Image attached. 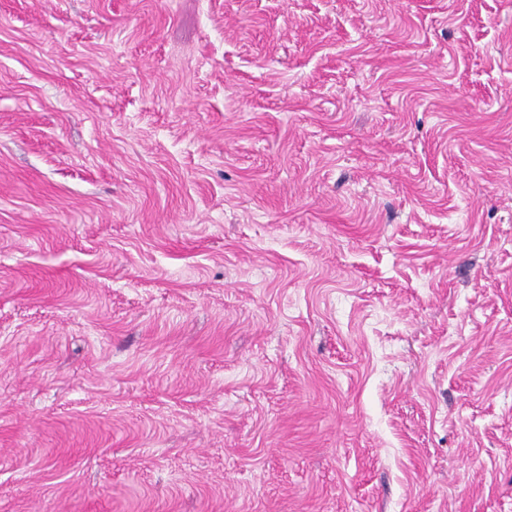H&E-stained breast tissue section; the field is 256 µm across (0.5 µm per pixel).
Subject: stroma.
Listing matches in <instances>:
<instances>
[{
  "mask_svg": "<svg viewBox=\"0 0 512 512\" xmlns=\"http://www.w3.org/2000/svg\"><path fill=\"white\" fill-rule=\"evenodd\" d=\"M0 512H512V0H0Z\"/></svg>",
  "mask_w": 512,
  "mask_h": 512,
  "instance_id": "35a3bbf8",
  "label": "stroma"
}]
</instances>
